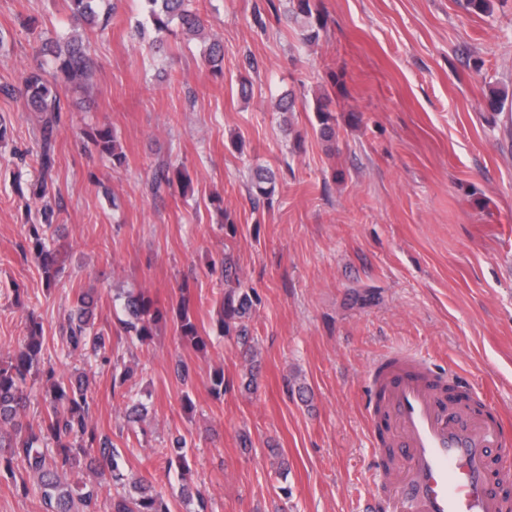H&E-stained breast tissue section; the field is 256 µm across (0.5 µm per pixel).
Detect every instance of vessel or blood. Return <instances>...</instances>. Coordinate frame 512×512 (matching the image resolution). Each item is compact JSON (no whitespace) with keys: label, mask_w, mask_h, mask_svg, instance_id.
I'll return each mask as SVG.
<instances>
[{"label":"vessel or blood","mask_w":512,"mask_h":512,"mask_svg":"<svg viewBox=\"0 0 512 512\" xmlns=\"http://www.w3.org/2000/svg\"><path fill=\"white\" fill-rule=\"evenodd\" d=\"M377 368L374 404L403 438L418 512H512L491 470L495 453L512 450L504 416L458 410L452 393L468 383L454 375L442 385L413 354H388Z\"/></svg>","instance_id":"b4317fda"}]
</instances>
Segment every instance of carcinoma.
I'll use <instances>...</instances> for the list:
<instances>
[{"label": "carcinoma", "mask_w": 512, "mask_h": 512, "mask_svg": "<svg viewBox=\"0 0 512 512\" xmlns=\"http://www.w3.org/2000/svg\"><path fill=\"white\" fill-rule=\"evenodd\" d=\"M70 11L83 21L100 29L111 22L112 13L100 12L95 7L97 0H65ZM144 20L154 31L152 48L163 47L168 36L174 34L172 22H177L181 31L198 36L209 27L194 7V0H140ZM294 18L302 20V39L314 43L324 19L316 0H289ZM39 52L46 59L39 67L21 76L20 91L27 105L35 112L40 135L39 149L34 164L40 170L41 179L29 186L34 197L46 195L47 178L55 168L54 142L65 111L62 95L69 89L84 88L91 78L93 59L83 42L72 39L64 42L50 39L42 43ZM329 98L316 100L318 134L321 140L336 144V118L329 109ZM86 142L112 168H120L126 156L112 132L103 125L90 126L82 131ZM189 179L178 168L159 170L151 182L152 193L163 189L177 188L186 192ZM275 189L274 173L265 168L255 170L252 191L255 200L270 199ZM58 213L46 205L39 213V221L27 225L26 240L29 254L41 267L47 285L56 281L58 272V250L50 243L49 231L57 222ZM195 298L188 284L178 288L175 307V325L181 340L196 350L207 348V338L202 336L192 320L190 311ZM112 304L120 305L125 319L121 324L125 333L140 344H149L154 330L167 321L168 312L156 306L155 301L144 290L128 291L112 296ZM97 291L81 289L76 293V309L70 316L66 328L68 354H77L85 360L106 350L109 338L103 330L94 327V310ZM253 306L252 296L231 289L224 293L218 312V328L223 336H235L242 344L248 342V330L240 323ZM43 324L41 319L29 315L26 320L24 343L8 360L0 359V482L12 484L22 492L28 491L27 479L37 480L41 490L43 512H94L103 489L125 486L126 475L122 455L111 439L100 434L91 422L93 400L87 393V374L75 379L58 375L54 367L41 365ZM41 377V398L44 413L35 425L25 422L22 416L31 403L26 392L31 377ZM56 445V453L48 455L44 445ZM171 454L178 463L181 480L187 489H192L193 469L184 452V442L176 439L171 445ZM96 475V482L70 484L67 477L82 469ZM138 497L119 495L112 498V512H170L165 500L144 477L134 482Z\"/></svg>", "instance_id": "obj_1"}]
</instances>
